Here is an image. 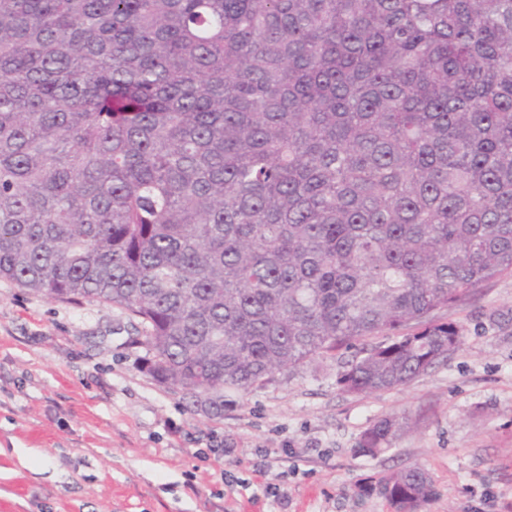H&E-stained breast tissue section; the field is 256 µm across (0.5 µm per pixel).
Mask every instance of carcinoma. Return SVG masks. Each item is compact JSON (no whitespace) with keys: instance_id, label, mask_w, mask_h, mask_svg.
Returning a JSON list of instances; mask_svg holds the SVG:
<instances>
[{"instance_id":"1","label":"carcinoma","mask_w":512,"mask_h":512,"mask_svg":"<svg viewBox=\"0 0 512 512\" xmlns=\"http://www.w3.org/2000/svg\"><path fill=\"white\" fill-rule=\"evenodd\" d=\"M504 273L512 0H0V279L129 312L212 414L370 336L340 388L406 385Z\"/></svg>"}]
</instances>
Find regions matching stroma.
Masks as SVG:
<instances>
[{"mask_svg":"<svg viewBox=\"0 0 512 512\" xmlns=\"http://www.w3.org/2000/svg\"><path fill=\"white\" fill-rule=\"evenodd\" d=\"M444 316L462 326L461 347L407 385L346 393L342 360L318 359L225 391L215 418L142 371L125 310L0 279V512H279L251 498L264 454L288 512H394L368 486L409 467L433 480L424 512H498L512 504V275ZM385 417L402 421L397 439L360 453ZM221 444L238 459L203 458Z\"/></svg>","mask_w":512,"mask_h":512,"instance_id":"obj_1","label":"stroma"}]
</instances>
